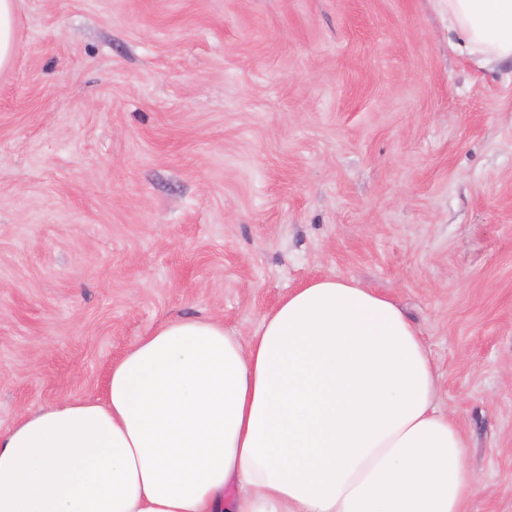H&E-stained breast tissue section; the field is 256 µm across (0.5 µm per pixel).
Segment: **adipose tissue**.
I'll return each mask as SVG.
<instances>
[{
	"instance_id": "ef3b65f1",
	"label": "adipose tissue",
	"mask_w": 512,
	"mask_h": 512,
	"mask_svg": "<svg viewBox=\"0 0 512 512\" xmlns=\"http://www.w3.org/2000/svg\"><path fill=\"white\" fill-rule=\"evenodd\" d=\"M448 42L512 59V0H446ZM432 354L391 298L325 276L249 337L160 323L99 397L0 431V512H466L468 440Z\"/></svg>"
}]
</instances>
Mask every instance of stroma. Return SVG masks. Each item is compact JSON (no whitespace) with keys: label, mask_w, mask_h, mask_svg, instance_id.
Returning <instances> with one entry per match:
<instances>
[{"label":"stroma","mask_w":512,"mask_h":512,"mask_svg":"<svg viewBox=\"0 0 512 512\" xmlns=\"http://www.w3.org/2000/svg\"><path fill=\"white\" fill-rule=\"evenodd\" d=\"M345 276L421 329L512 512V62L445 0H17L0 71V430L161 321L247 336Z\"/></svg>","instance_id":"obj_1"}]
</instances>
